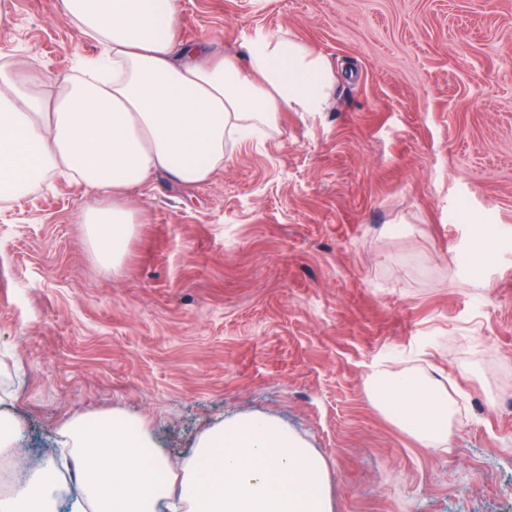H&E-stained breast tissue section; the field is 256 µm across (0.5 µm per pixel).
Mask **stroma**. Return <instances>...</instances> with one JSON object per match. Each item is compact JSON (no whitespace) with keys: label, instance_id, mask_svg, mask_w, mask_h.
<instances>
[{"label":"stroma","instance_id":"1","mask_svg":"<svg viewBox=\"0 0 512 512\" xmlns=\"http://www.w3.org/2000/svg\"><path fill=\"white\" fill-rule=\"evenodd\" d=\"M290 32L336 74L206 184L132 190L117 272L61 176L0 201V352L36 466L58 425L118 408L185 455L259 414L327 461L333 512H512V0H179L177 39L245 62ZM58 0H0V61L62 80L96 59ZM383 368L440 379L448 441L368 396Z\"/></svg>","mask_w":512,"mask_h":512}]
</instances>
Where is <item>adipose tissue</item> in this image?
<instances>
[{
    "mask_svg": "<svg viewBox=\"0 0 512 512\" xmlns=\"http://www.w3.org/2000/svg\"><path fill=\"white\" fill-rule=\"evenodd\" d=\"M100 44L88 77L54 91L0 65V199L46 174L97 190L78 217L104 268H118L140 223L128 189L163 174L185 185L224 168V140L273 127L278 112L325 111L336 75L290 33L248 48L246 66L176 39L179 0H60ZM374 405L409 434L442 441L452 404L440 380L374 375ZM60 448L0 496V512H332L325 458L287 426L249 415L210 425L172 460L120 409L64 421Z\"/></svg>",
    "mask_w": 512,
    "mask_h": 512,
    "instance_id": "adipose-tissue-1",
    "label": "adipose tissue"
}]
</instances>
